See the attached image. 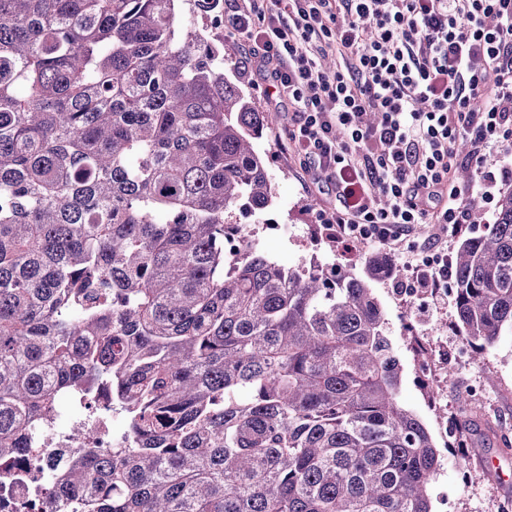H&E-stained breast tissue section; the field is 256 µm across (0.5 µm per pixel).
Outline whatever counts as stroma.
Listing matches in <instances>:
<instances>
[{
	"instance_id": "stroma-1",
	"label": "stroma",
	"mask_w": 512,
	"mask_h": 512,
	"mask_svg": "<svg viewBox=\"0 0 512 512\" xmlns=\"http://www.w3.org/2000/svg\"><path fill=\"white\" fill-rule=\"evenodd\" d=\"M245 73L247 90L254 101L262 110L277 116L276 124L267 129L259 142L261 151L268 155L275 184V198L265 215L266 221L255 227L262 249L287 266L315 259L357 272L368 257L383 254L392 263L404 264L406 254L402 251L387 253L371 243L346 251L321 238L322 226L317 215L333 208L335 194L325 184L305 179L298 163L290 157L285 139L288 108L270 99L264 72L252 65ZM396 286V281L383 280L377 284L376 292L385 310L389 339L403 366L399 397L431 427L438 414L430 410L427 390L415 378V351L401 331L403 308L394 293ZM412 317L431 346L458 338L453 308L438 311L422 299ZM473 381L485 383L487 391L482 398L471 401L469 410H461L459 400ZM437 390L442 405L454 417L465 419L462 435L467 446L463 453L445 456L430 489L434 512H500V503L512 499V446L503 443L504 438L512 439V330L503 329L487 345L481 360L442 375Z\"/></svg>"
}]
</instances>
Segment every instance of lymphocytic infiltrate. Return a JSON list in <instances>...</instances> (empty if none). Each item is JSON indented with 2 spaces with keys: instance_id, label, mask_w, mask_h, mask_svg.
<instances>
[{
  "instance_id": "1",
  "label": "lymphocytic infiltrate",
  "mask_w": 512,
  "mask_h": 512,
  "mask_svg": "<svg viewBox=\"0 0 512 512\" xmlns=\"http://www.w3.org/2000/svg\"><path fill=\"white\" fill-rule=\"evenodd\" d=\"M224 28L292 108L289 152L336 190L321 223L352 244L406 249V287L447 306V247L409 239L422 224L466 230L458 165L487 189L512 176L487 165L512 148V0H230ZM331 52L343 61L332 71Z\"/></svg>"
}]
</instances>
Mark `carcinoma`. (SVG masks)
Instances as JSON below:
<instances>
[{"label":"carcinoma","mask_w":512,"mask_h":512,"mask_svg":"<svg viewBox=\"0 0 512 512\" xmlns=\"http://www.w3.org/2000/svg\"><path fill=\"white\" fill-rule=\"evenodd\" d=\"M188 0H0V460L57 391L107 390L134 448L68 461L81 512H433L376 295L230 239L275 188L274 121ZM478 359L512 328V189L452 256Z\"/></svg>","instance_id":"obj_1"}]
</instances>
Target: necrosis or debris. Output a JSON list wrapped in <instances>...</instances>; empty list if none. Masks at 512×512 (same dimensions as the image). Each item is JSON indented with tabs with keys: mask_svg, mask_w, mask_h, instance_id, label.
<instances>
[{
	"mask_svg": "<svg viewBox=\"0 0 512 512\" xmlns=\"http://www.w3.org/2000/svg\"><path fill=\"white\" fill-rule=\"evenodd\" d=\"M402 330L412 335L422 355L417 360L415 373L425 384H432L449 361L465 362L469 353L464 344L452 349L430 351L424 337L415 333L411 318H403ZM92 401L85 396L65 394L57 402L58 417L54 425L38 423L25 429L28 450L0 472V512H15L16 500L32 503L33 512H66L51 491L58 485L70 454L88 448L104 452L114 448H130L134 442L121 427H110L105 418L93 417Z\"/></svg>",
	"mask_w": 512,
	"mask_h": 512,
	"instance_id": "4bbe7bcc",
	"label": "necrosis or debris"
}]
</instances>
